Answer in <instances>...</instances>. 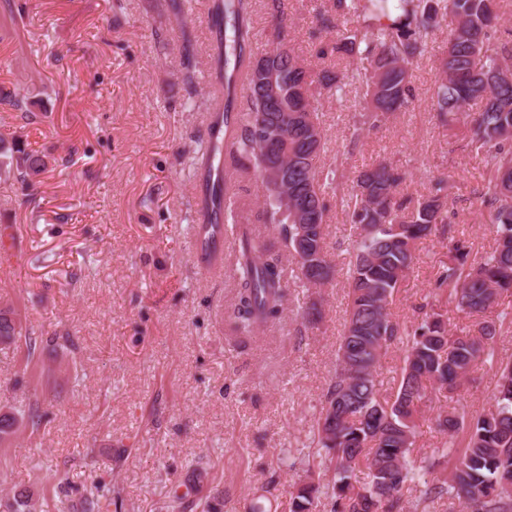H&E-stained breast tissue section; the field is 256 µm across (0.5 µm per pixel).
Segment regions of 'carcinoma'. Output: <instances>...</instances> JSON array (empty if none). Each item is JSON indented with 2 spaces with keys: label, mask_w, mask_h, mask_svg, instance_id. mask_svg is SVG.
<instances>
[{
  "label": "carcinoma",
  "mask_w": 512,
  "mask_h": 512,
  "mask_svg": "<svg viewBox=\"0 0 512 512\" xmlns=\"http://www.w3.org/2000/svg\"><path fill=\"white\" fill-rule=\"evenodd\" d=\"M499 0H332L320 15L322 28L336 31L335 39L317 51L326 59L347 55L352 62L337 73L316 72L288 42L282 0H265L275 24L276 45L257 56L252 49L254 0H212L210 23L215 33V76L225 91L212 97L215 121L210 144L196 149L194 169L204 171L206 194L200 213L205 224H264L282 242L294 261L297 279L305 288H324L333 275L326 249L328 194L340 197L348 223L358 230L356 255L346 271L348 317L336 349V368L328 385L319 418L310 430V444L323 450L321 463L334 471V481L322 486L303 483L292 497L290 512H313L325 498L329 512H429L444 499H456L469 512H512V363L498 366L496 408L468 419L464 415L438 417L448 434L445 446L432 457H412L414 429L421 406L432 390L452 392L465 381L472 364L495 357L497 323L487 322L479 334L450 332L441 314L422 304L419 322L402 327L388 311L389 300L411 270L415 244L443 223L446 182L439 178L429 195L416 201L398 196L406 180L404 170L381 160L351 180L335 169L318 170L324 146L323 129L314 114L322 98L340 101L348 87L360 90L364 101L361 126L351 142L374 128L385 115L407 108L413 101L411 65L429 53L441 20L449 16L446 52L438 60V80L432 109L448 123L458 120L466 106L480 111L470 120V143L482 153L491 177L480 196L496 234L495 247L481 261L471 263L466 240L453 243V259L437 274L438 287L448 289V303L467 315H480L498 296L512 290V83L502 68L512 60V43L489 35L498 17ZM181 23L182 76L190 91L198 83V62L191 45L183 0H166ZM301 113L294 122L296 138L288 141L284 117ZM279 138V154L271 159L264 142ZM286 166L288 200L283 210L279 195L265 179V165ZM47 169L45 156L22 147L5 148L0 134V171L27 184ZM254 174L264 187V200L253 210L221 208L223 199L236 196L239 177ZM311 225L298 240L296 225ZM304 252L309 269L299 259ZM237 291L234 331L244 337L281 317L287 297L282 254L275 243L243 232L235 252ZM24 341L28 354L35 340L9 307L0 308V344ZM406 345L401 380L393 401H381L376 372L383 350L391 343ZM466 433L464 447L457 435ZM369 482L353 483L360 463ZM451 465L448 477L426 480L438 466ZM422 484L410 500L404 489ZM37 503L22 491L7 504V512H32Z\"/></svg>",
  "instance_id": "1"
}]
</instances>
